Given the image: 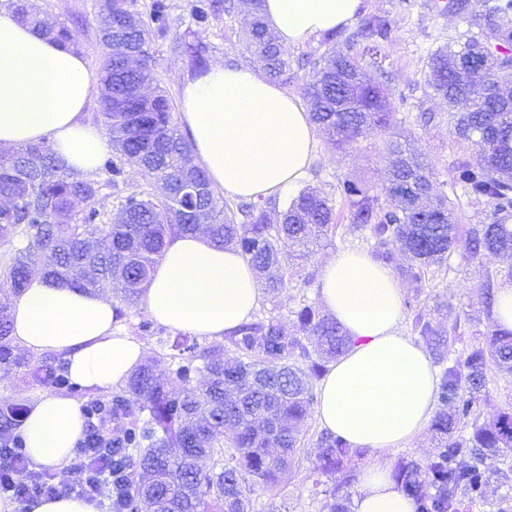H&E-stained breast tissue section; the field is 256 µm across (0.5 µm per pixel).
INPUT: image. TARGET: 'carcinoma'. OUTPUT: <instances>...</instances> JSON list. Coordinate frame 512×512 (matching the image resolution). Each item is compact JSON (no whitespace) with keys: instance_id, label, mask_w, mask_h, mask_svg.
<instances>
[{"instance_id":"carcinoma-1","label":"carcinoma","mask_w":512,"mask_h":512,"mask_svg":"<svg viewBox=\"0 0 512 512\" xmlns=\"http://www.w3.org/2000/svg\"><path fill=\"white\" fill-rule=\"evenodd\" d=\"M242 2L251 15L245 36L256 62L270 77H281L288 61L264 24L262 0ZM7 6L38 33L61 45L81 46L67 23L48 25L30 12L28 0H8ZM483 7V14L496 22L498 47L480 79L496 76L506 90L468 99L459 61L469 52V41L460 47L448 44L430 55L425 86L448 102L449 133L455 141L489 155L488 161L474 163L464 153L451 172L452 188H460L474 203L492 206L491 223L466 230L467 247L474 257L492 255L511 262L512 92L507 86L512 84V0H483ZM218 8L216 0L191 4L197 31L184 48L195 68L206 65L208 47L201 33ZM170 9L168 0H151L146 21L131 0H99L96 14L103 46L100 106L115 151L103 163L107 184L118 187L123 160H133L145 178L163 183L165 196L130 192L107 222L97 206L102 184L66 167L46 143L0 154V199L6 201L0 208V242L25 240L0 267V283L11 294L20 295L33 274L82 291H95L110 281L123 304L116 308L120 319L124 308L137 305L166 244L197 232L193 215L202 208L211 241L238 250L261 276L264 289L275 295L300 277L299 271L283 267L281 240L307 249L314 239L335 231L333 204L311 187L298 192L277 224L261 205L242 207L240 221L226 209L174 125L165 91L144 92L156 81L152 48L171 29ZM392 31L388 17L363 13L346 40L349 50L336 47L337 33L323 36L326 49L315 62L316 75L304 95L313 123L343 148L393 122L384 82H371L361 64L364 60L384 72L381 48ZM355 47L358 57L350 54ZM466 99V109H456ZM389 150L395 160L381 188L345 177L336 193L348 204L354 228L370 232L374 257L390 263L393 248H398L409 260L401 273L420 283L422 269L441 266L460 241L456 205L446 194L430 199L429 165L392 146ZM296 317L307 336L315 338L311 350L306 336L290 334L274 317L243 324L224 336L223 348L236 354L230 360L217 354L214 345L205 347L195 337L179 335L169 344L174 351L169 383L144 364L111 399L102 400L69 380L62 356L20 355L10 340L7 305L1 304L0 368L21 369L34 386L86 398L83 415L99 423L86 447L112 449L119 512H252L254 488L242 484L240 476L251 475L265 489L284 481L315 401L314 382L351 344L336 319L312 304H301ZM414 331L439 366L438 408L431 421L438 452L423 466L397 462L393 477L414 501L415 512H459L456 492L470 503L485 497L484 456L512 450V407L474 426L471 437L459 434L485 391L487 369L512 374V330L498 327L454 359L447 358V332L434 319L417 314ZM25 415L23 404L0 407V448L18 447L17 429ZM320 448L318 470L325 475L357 452L332 434L321 437ZM201 459L212 460L213 466L199 468Z\"/></svg>"}]
</instances>
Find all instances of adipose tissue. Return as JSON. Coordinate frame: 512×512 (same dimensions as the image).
Listing matches in <instances>:
<instances>
[{
  "label": "adipose tissue",
  "instance_id": "ef3b65f1",
  "mask_svg": "<svg viewBox=\"0 0 512 512\" xmlns=\"http://www.w3.org/2000/svg\"><path fill=\"white\" fill-rule=\"evenodd\" d=\"M363 0H263L265 20L284 48L348 26ZM97 78L82 55L0 11V147L49 141L78 171L96 170L105 134L84 119ZM180 119L212 186L230 199L264 200L303 178L317 129L300 99L253 68L217 62L187 77ZM324 308L348 333L349 350L318 388L317 419L349 447L400 448L426 427L438 377L427 353L401 334V290L390 269L360 252L322 268ZM260 301L253 267L234 248L196 233L173 239L155 266L143 314L175 331L220 339L248 322ZM11 336L26 350L62 355L79 387L106 393L145 358L142 341L116 331L112 301L33 277L11 305ZM85 426L79 402L42 395L21 437L31 462L62 469ZM355 512H415L382 465L361 476Z\"/></svg>",
  "mask_w": 512,
  "mask_h": 512
}]
</instances>
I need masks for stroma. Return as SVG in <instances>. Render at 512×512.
<instances>
[{"label":"stroma","instance_id":"1","mask_svg":"<svg viewBox=\"0 0 512 512\" xmlns=\"http://www.w3.org/2000/svg\"><path fill=\"white\" fill-rule=\"evenodd\" d=\"M40 14L51 21H63L75 29L82 42V53L90 68H98L102 45L96 31L98 0H32ZM365 11L387 15L393 25L391 40L382 48L384 65L390 73L388 91L395 96V120L387 131H378L359 140L352 148L335 147L325 134H318L315 158L306 185L318 188L331 199L335 232L321 239L310 256L303 260L302 279L293 281L276 296L262 295L255 317L273 316L285 323L293 334H300L295 312L301 302L320 304L319 280L324 262L343 251L369 252L370 243L363 234L349 230L348 206L338 198L336 185L346 176L381 186L388 165L387 145L396 141L420 154L434 171L433 194L447 189L450 167L460 147L448 132V106L424 90L429 54L438 46L466 38L483 40L482 27L466 23L448 13L446 0H364ZM174 24L165 39L154 43L152 68L158 85L170 101H177L180 88L193 70L183 53L182 42L192 26L191 0H170ZM248 18L244 12L218 14L203 34L209 46V61L228 64L252 62V48L244 36ZM323 51L320 39L286 50L289 67L278 84L295 96L314 75L310 64ZM433 114L423 123L422 113ZM425 286L415 292L408 280H401L403 307L400 331L413 336L417 313L429 312L434 305L447 307L441 317L445 329L454 330L448 343L449 356H457L481 341L494 326L493 304L486 297L484 283L495 285L512 280V267L488 256H472L466 245H458L447 267H430L423 274ZM139 308L128 309L119 320V330L139 337L146 346V362L152 363L159 378H168L170 358L165 345L173 331L159 323L142 329ZM487 389L475 406L478 421H487L512 405V375L489 369ZM323 429L316 416L303 426L302 442L287 479L271 491L256 489L252 495L253 512H332L344 497H356L363 470L373 464L395 466L399 460L425 462L436 451L431 431H423L412 443L393 450H363L344 460L332 477H320L317 470ZM489 484L483 501L473 503L468 512H512V453L490 454L485 459Z\"/></svg>","mask_w":512,"mask_h":512}]
</instances>
